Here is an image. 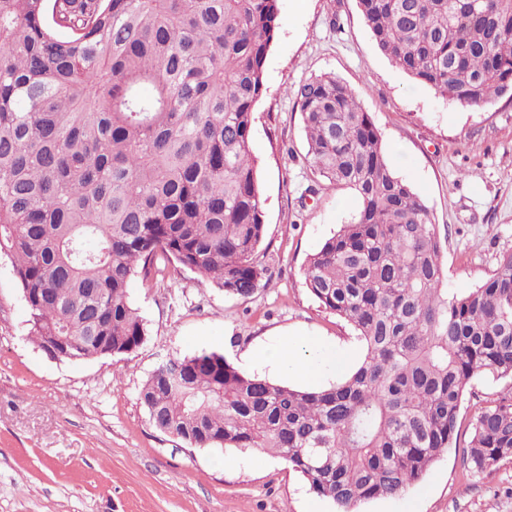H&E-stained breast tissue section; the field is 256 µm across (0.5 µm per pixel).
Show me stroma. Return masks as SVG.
Instances as JSON below:
<instances>
[{
	"instance_id": "obj_1",
	"label": "stroma",
	"mask_w": 512,
	"mask_h": 512,
	"mask_svg": "<svg viewBox=\"0 0 512 512\" xmlns=\"http://www.w3.org/2000/svg\"><path fill=\"white\" fill-rule=\"evenodd\" d=\"M281 25L256 104L252 152L265 199L259 255L269 287L230 297L188 270L134 280L146 321L133 352L55 359L28 334L29 312L0 257V512H336L288 463L261 448H194L162 434L139 400L175 357L215 351L248 374L298 386L251 354L314 339L354 364L352 329L304 285L307 256L359 209L349 190L315 184L294 89L331 73L348 84L382 135L395 173L427 201L442 238L445 283L472 288L512 251V98L463 107L396 68L378 49L357 0H279ZM512 380H472L457 421L468 442L478 401ZM358 512H512V461L477 471L448 449L403 495Z\"/></svg>"
}]
</instances>
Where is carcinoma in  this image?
<instances>
[{
  "mask_svg": "<svg viewBox=\"0 0 512 512\" xmlns=\"http://www.w3.org/2000/svg\"><path fill=\"white\" fill-rule=\"evenodd\" d=\"M381 52L463 106L512 97V0H358ZM279 0H0V255L29 336L83 361L129 353L145 321L133 279L174 263L224 293L269 283L254 108ZM312 173L360 208L307 258L305 285L362 345L336 384L301 390L217 352L159 366L154 428L196 448H264L339 512L403 494L457 446L475 378H512V252L445 288L427 201L397 176L353 90L297 91ZM463 461L512 460V392L478 411Z\"/></svg>",
  "mask_w": 512,
  "mask_h": 512,
  "instance_id": "cac0c4a2",
  "label": "carcinoma"
}]
</instances>
